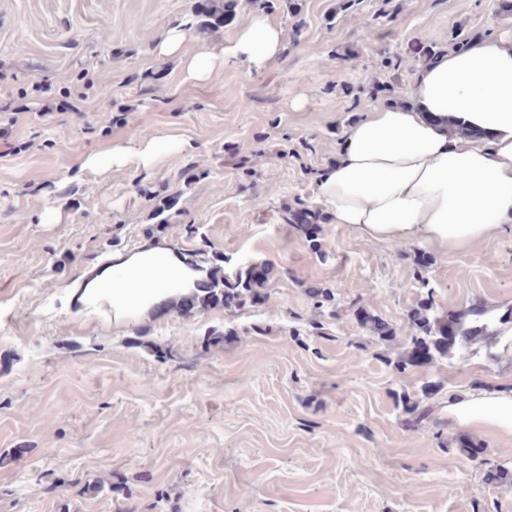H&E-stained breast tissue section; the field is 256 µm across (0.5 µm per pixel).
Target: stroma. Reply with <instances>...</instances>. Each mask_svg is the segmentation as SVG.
Returning <instances> with one entry per match:
<instances>
[{"mask_svg":"<svg viewBox=\"0 0 512 512\" xmlns=\"http://www.w3.org/2000/svg\"><path fill=\"white\" fill-rule=\"evenodd\" d=\"M236 2L204 26L196 0H0V127L29 108L0 140V512H512V434L448 420L453 395L512 385V349L392 364L426 294L443 316L512 312V229L446 252L328 220L312 242L284 219L317 210L351 125L408 99L420 44L512 34V0H281L264 70L193 81L153 57L177 24L196 47L228 43L257 13ZM142 130L168 144L151 168ZM116 149L122 165L90 164ZM153 246L205 271L265 264V299L81 311L77 282ZM429 382L433 411L411 424L401 399ZM458 437L502 479L448 455Z\"/></svg>","mask_w":512,"mask_h":512,"instance_id":"obj_1","label":"stroma"}]
</instances>
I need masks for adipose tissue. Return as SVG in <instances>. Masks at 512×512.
<instances>
[{
	"label": "adipose tissue",
	"instance_id": "1",
	"mask_svg": "<svg viewBox=\"0 0 512 512\" xmlns=\"http://www.w3.org/2000/svg\"><path fill=\"white\" fill-rule=\"evenodd\" d=\"M282 48V30L252 17L226 45H190L179 27L156 57H180L187 78L205 80L227 59L260 71ZM410 104L374 107L345 135L321 176L318 203L333 223L351 224L390 245L424 240L447 251L470 249L512 224V35L476 40L417 70ZM459 135H451V128ZM201 272L163 248L145 249L98 269L76 290L82 310L110 306L141 314L190 293ZM460 424L512 433V388L466 392L448 407Z\"/></svg>",
	"mask_w": 512,
	"mask_h": 512
}]
</instances>
